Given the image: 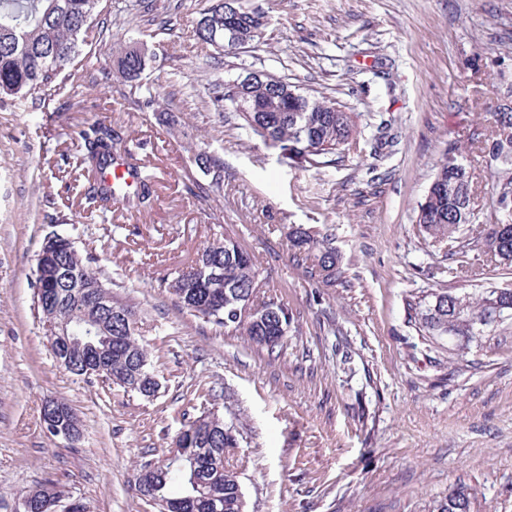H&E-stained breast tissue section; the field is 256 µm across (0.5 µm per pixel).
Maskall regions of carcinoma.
Listing matches in <instances>:
<instances>
[{
	"label": "carcinoma",
	"mask_w": 512,
	"mask_h": 512,
	"mask_svg": "<svg viewBox=\"0 0 512 512\" xmlns=\"http://www.w3.org/2000/svg\"><path fill=\"white\" fill-rule=\"evenodd\" d=\"M102 0H0V97L23 101L45 95L59 73L76 60L86 42L90 24L100 13ZM192 26L196 39L215 52L251 53L264 45L267 24L254 16L264 14L252 0H210ZM151 52L147 45L130 42L113 55L112 67L124 82L133 84L145 70ZM236 85L224 83L217 100L224 110L235 115L238 126L246 134L280 150L290 165L322 168L336 164L346 152L360 147L363 137L358 115L348 112L336 99L319 91H304L276 76L271 83L249 89L244 99H236ZM490 134L480 140V151H489L493 213L484 215L471 202L475 193L473 174L466 164V148L455 145L448 149L439 164L422 202L418 206L416 224L424 238L447 249L452 266L437 268L448 274L457 285L431 288L422 295H412L408 302L420 335L431 342L448 343V358L462 360L473 344L501 329L512 328V288H501L490 282L481 288H466L458 283L475 281L470 254L492 264L489 254L501 255L509 263L501 266L512 271V108L487 113ZM112 129L100 122L91 123L77 133L81 165L95 171L112 164L116 157ZM197 167L210 178L209 187L198 183L189 188L200 203L210 201V189L224 185V161L206 152L194 158ZM150 181L141 177L139 189L118 201L112 189L92 184L88 196L103 210L119 203L126 209H141L151 197ZM288 244L294 249V261L309 280L327 287L344 284V271L339 266L336 250L328 238H318L299 225H288ZM201 262L207 268V279L199 282L188 270L172 280H163L164 288L175 296L180 309L206 323L247 337L248 341L267 353L283 347L291 318L288 309L273 300L259 306L273 308L277 316L258 318L237 316L232 308L256 299L259 288V266L254 256L243 250L230 235L216 238L201 251ZM70 273V285L58 282V272ZM100 284L90 261L79 256L73 242L60 241L49 248L43 275L37 288L55 294L50 306L37 305L42 318L54 314L75 320L89 317L103 324L102 335L94 346L69 352L70 373L82 374L85 360L100 358L93 376L110 384L153 397L148 379L134 380L133 371L143 357L144 346H130L117 318L101 315L83 303V291ZM196 431L197 448L205 453L218 451L226 456L239 447L237 429L221 422L211 411H204L186 423L182 431ZM136 483L153 494V508L188 509L190 512H246V499L237 468L219 464L203 476V484L195 487L190 463H174L166 457L144 462L136 469ZM45 497L39 501L40 512H56L51 493L59 490L53 483L40 486ZM462 500L467 512H476L477 500L472 489L460 484L440 500L433 512H461L452 502Z\"/></svg>",
	"instance_id": "carcinoma-1"
}]
</instances>
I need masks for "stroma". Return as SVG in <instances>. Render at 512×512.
<instances>
[{"label": "stroma", "mask_w": 512, "mask_h": 512, "mask_svg": "<svg viewBox=\"0 0 512 512\" xmlns=\"http://www.w3.org/2000/svg\"><path fill=\"white\" fill-rule=\"evenodd\" d=\"M130 2L106 0L75 76L58 77L51 95L0 100V512L47 480L90 512H153L131 487L135 468L206 409L237 421L247 512H431L460 483L482 512H512V330L457 363L418 335L407 306L448 264L415 222L434 169L484 131L474 99L496 105L512 83V0H257L268 44L251 56L195 39L209 0H152L145 12ZM166 11L169 30L152 21ZM132 39L153 53L133 86L110 74L113 50ZM247 60L335 98L366 135L393 120L392 153L365 143L336 165L301 168L225 125L214 92ZM95 121L154 182L150 206L89 208L76 134ZM200 150L224 162L209 206L189 192L207 181ZM288 224L330 235L348 287L303 276ZM226 232L261 266L258 298L293 315L278 356L183 314L159 286ZM53 234L93 256L115 301L136 311L155 397L54 360L34 274ZM49 398L77 413L78 441L48 434Z\"/></svg>", "instance_id": "35a3bbf8"}]
</instances>
